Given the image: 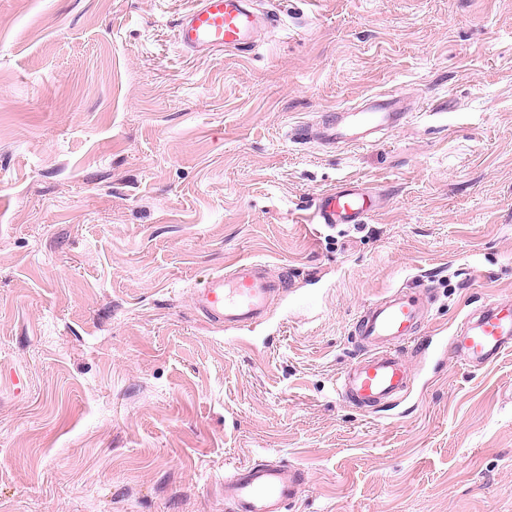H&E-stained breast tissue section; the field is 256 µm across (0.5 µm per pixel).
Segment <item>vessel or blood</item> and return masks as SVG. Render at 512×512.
Segmentation results:
<instances>
[{
	"mask_svg": "<svg viewBox=\"0 0 512 512\" xmlns=\"http://www.w3.org/2000/svg\"><path fill=\"white\" fill-rule=\"evenodd\" d=\"M253 24L249 0H193L177 25V40L187 50L232 51L248 42ZM403 116L398 98L371 95L366 107L337 110L319 133L306 124L297 136L305 141L315 134L333 148L363 145L377 129L396 127ZM377 206L371 193L346 183L321 193L317 215L326 225L359 224ZM288 279L287 272L271 274L262 262L238 260L195 288L194 305L214 324L243 330L267 317L271 299L285 291ZM427 322L424 297L416 292L397 289L365 306L354 326L359 352L336 380L339 399L366 413L393 406L412 388L406 351L415 343L425 351L452 353L475 369L489 367L512 350L510 304L492 302L476 310L448 339H422ZM302 486V474L293 467L279 462L244 464L225 477L224 500L231 512H285Z\"/></svg>",
	"mask_w": 512,
	"mask_h": 512,
	"instance_id": "1",
	"label": "vessel or blood"
}]
</instances>
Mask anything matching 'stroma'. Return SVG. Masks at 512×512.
Segmentation results:
<instances>
[{
	"mask_svg": "<svg viewBox=\"0 0 512 512\" xmlns=\"http://www.w3.org/2000/svg\"><path fill=\"white\" fill-rule=\"evenodd\" d=\"M192 0H0V512H228L233 467L304 473L287 512H512V351L409 354L393 410L344 404L363 306L427 289L429 335L512 303V0H251L184 50ZM380 92L371 144L301 143ZM356 183L363 224L319 223ZM288 268L253 330L192 292ZM248 0H193L177 24V40L186 50L232 51L249 40L254 24ZM378 206L377 198L358 184L346 183L318 198L317 215L321 224H361Z\"/></svg>",
	"mask_w": 512,
	"mask_h": 512,
	"instance_id": "obj_1",
	"label": "stroma"
}]
</instances>
